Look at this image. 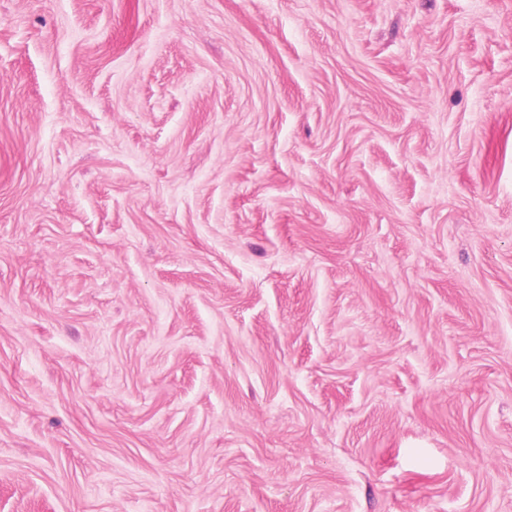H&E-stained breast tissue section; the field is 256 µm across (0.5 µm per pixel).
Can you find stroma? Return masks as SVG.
Instances as JSON below:
<instances>
[{
  "label": "stroma",
  "mask_w": 512,
  "mask_h": 512,
  "mask_svg": "<svg viewBox=\"0 0 512 512\" xmlns=\"http://www.w3.org/2000/svg\"><path fill=\"white\" fill-rule=\"evenodd\" d=\"M0 512H512V0H0Z\"/></svg>",
  "instance_id": "obj_1"
}]
</instances>
